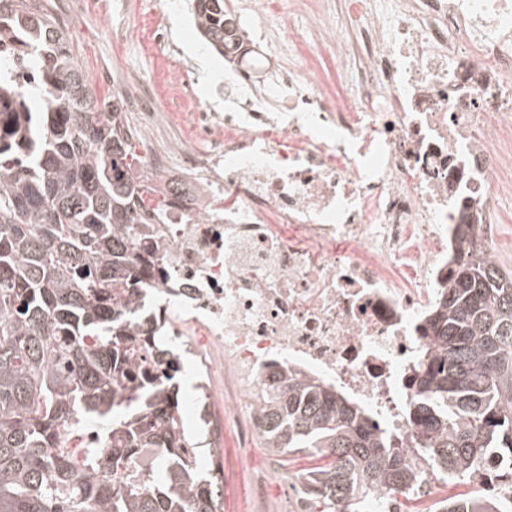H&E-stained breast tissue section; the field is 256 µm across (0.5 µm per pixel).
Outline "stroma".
<instances>
[{"instance_id":"stroma-1","label":"stroma","mask_w":512,"mask_h":512,"mask_svg":"<svg viewBox=\"0 0 512 512\" xmlns=\"http://www.w3.org/2000/svg\"><path fill=\"white\" fill-rule=\"evenodd\" d=\"M124 11L134 23L133 38L119 42L108 38L106 28L112 19L100 8V0H43L51 17L68 13L64 28L75 61L90 78L99 98L122 92L125 76L135 70L155 77L160 97H167L166 81L169 62L163 51L153 46L149 15L154 0H123ZM188 0H171L169 29L172 40L178 43L195 64L198 95L212 101L216 109L224 102L215 95L217 85L224 82V61L214 56L200 41L188 11ZM109 81H101L102 73ZM268 452L262 440L243 442L237 432L235 419L224 422V490L222 512H297L301 492L285 482L288 471H303L310 462L304 455L280 457L279 472L269 478L266 495L256 499L251 492L254 473L264 463Z\"/></svg>"}]
</instances>
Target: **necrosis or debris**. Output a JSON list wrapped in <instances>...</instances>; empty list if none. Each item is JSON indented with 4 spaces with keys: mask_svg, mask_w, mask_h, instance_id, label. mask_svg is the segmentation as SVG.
<instances>
[{
    "mask_svg": "<svg viewBox=\"0 0 512 512\" xmlns=\"http://www.w3.org/2000/svg\"><path fill=\"white\" fill-rule=\"evenodd\" d=\"M344 2L337 18L294 0L308 31L277 62L237 57L220 112L167 37V0L153 11L184 132L144 172L179 167L194 196L144 198L164 271L149 294L178 347L207 339L214 449L230 416L243 440L261 437L256 404L288 375L334 386L415 450L409 378L456 224L496 255V206L512 195V0ZM319 48L336 51L342 96L307 61ZM124 100L139 134L171 119L149 78Z\"/></svg>",
    "mask_w": 512,
    "mask_h": 512,
    "instance_id": "necrosis-or-debris-1",
    "label": "necrosis or debris"
}]
</instances>
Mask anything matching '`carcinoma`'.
I'll use <instances>...</instances> for the list:
<instances>
[{
	"label": "carcinoma",
	"instance_id": "1",
	"mask_svg": "<svg viewBox=\"0 0 512 512\" xmlns=\"http://www.w3.org/2000/svg\"><path fill=\"white\" fill-rule=\"evenodd\" d=\"M0 31L22 36L32 112H0V512H221L219 481L197 466L199 444L179 417L181 355L136 296L157 252L140 226L145 193L184 195L130 175L119 97L100 101L63 31L39 0H0ZM195 26L224 57L241 38L224 0H192ZM460 257L427 321L432 346L412 379L419 451L435 479L474 482L490 457L512 461V272L484 256L473 224L456 226ZM271 453L328 459L306 473L310 512H366L425 472L358 405L298 378L258 406ZM110 424L107 461L64 445L82 419ZM158 456L137 480L126 471ZM440 512H499L480 495Z\"/></svg>",
	"mask_w": 512,
	"mask_h": 512
}]
</instances>
